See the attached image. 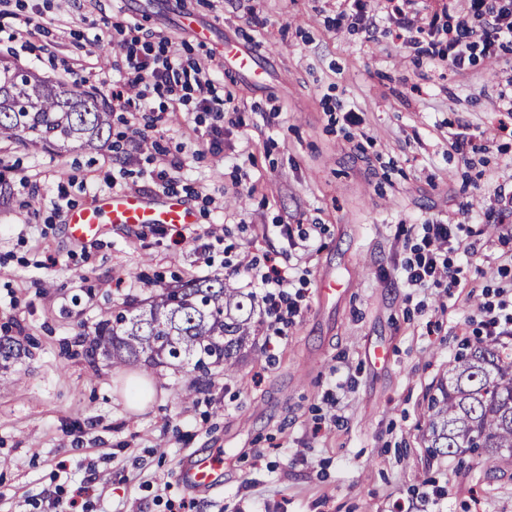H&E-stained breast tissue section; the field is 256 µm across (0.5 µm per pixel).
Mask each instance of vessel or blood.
<instances>
[{"label": "vessel or blood", "instance_id": "obj_1", "mask_svg": "<svg viewBox=\"0 0 512 512\" xmlns=\"http://www.w3.org/2000/svg\"><path fill=\"white\" fill-rule=\"evenodd\" d=\"M224 61L240 71L259 67L257 57L239 45H224ZM196 221L194 210L179 193L162 195L156 202H146L142 196L127 192H112L98 197L95 204L74 207L66 214V224L71 238L82 242L102 236L110 224H148L171 226L192 224ZM224 458L220 455L191 457L181 473L183 486L191 491L213 492L222 485Z\"/></svg>", "mask_w": 512, "mask_h": 512}]
</instances>
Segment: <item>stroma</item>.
I'll use <instances>...</instances> for the list:
<instances>
[{"label":"stroma","mask_w":512,"mask_h":512,"mask_svg":"<svg viewBox=\"0 0 512 512\" xmlns=\"http://www.w3.org/2000/svg\"><path fill=\"white\" fill-rule=\"evenodd\" d=\"M368 11L369 34L337 25L336 0H18L16 17L0 18V57L49 80L111 99L125 56L92 40L118 16L168 37L184 62L214 60L224 97L220 121L192 101L113 112L111 140L89 152L0 143L12 168L0 336L27 348L0 386V512H49L42 491L64 501L84 484L86 512L185 501L197 512H512L511 461L436 457L423 438L428 398L474 339L479 304L512 283V211L497 197L512 191V44L490 53L473 32L459 69L446 30L468 23L466 0H369ZM400 11L420 31L398 28ZM228 41L256 54L257 74L223 67ZM350 110L358 124H345ZM464 123L481 148L462 155L451 142ZM136 129L146 145L113 163V142ZM166 155L186 162L174 189L198 223L70 239L69 206L111 192L115 172L122 190L162 195ZM432 220L462 223L476 251L460 287L405 281ZM283 224L301 226L309 250L289 246ZM243 256L282 269L301 311L274 339L255 314L235 371L216 369L206 391L185 401L184 369L81 355L80 339L125 300L192 278L243 287L224 273ZM215 450L220 493H188L184 461Z\"/></svg>","instance_id":"35a3bbf8"}]
</instances>
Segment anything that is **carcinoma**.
I'll list each match as a JSON object with an SVG mask.
<instances>
[{
	"label": "carcinoma",
	"instance_id": "obj_1",
	"mask_svg": "<svg viewBox=\"0 0 512 512\" xmlns=\"http://www.w3.org/2000/svg\"><path fill=\"white\" fill-rule=\"evenodd\" d=\"M111 117L98 95L75 84L51 83L0 60V141L23 147L91 150L111 135ZM249 295L219 279L161 287L144 301L127 300L96 324L85 350L119 368H188L185 396L201 392L211 369L233 371L253 335ZM22 346L0 338V369L20 357ZM427 403L426 441L441 456L478 453L503 459L512 449V351L478 341L467 345Z\"/></svg>",
	"mask_w": 512,
	"mask_h": 512
}]
</instances>
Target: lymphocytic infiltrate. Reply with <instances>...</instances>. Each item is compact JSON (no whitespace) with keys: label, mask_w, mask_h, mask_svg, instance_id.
<instances>
[{"label":"lymphocytic infiltrate","mask_w":512,"mask_h":512,"mask_svg":"<svg viewBox=\"0 0 512 512\" xmlns=\"http://www.w3.org/2000/svg\"><path fill=\"white\" fill-rule=\"evenodd\" d=\"M473 25L458 29L449 37L448 58L454 67L465 64L457 47L472 29L482 33L486 48H494L512 41V0H469ZM112 40L123 50L129 77L119 89L112 92V106L123 112H177L189 98H196L197 107L203 112L220 111L223 98L207 68L196 63L183 62L169 49L166 40L151 42L141 36L139 26L129 22L112 25ZM423 245L413 259L407 260L402 271L408 285L422 287L427 284L448 283L460 286L461 266L455 265L452 256L459 253L472 259L470 246L461 244L452 225H427ZM249 287L256 289L259 306L263 312L281 326L292 324L298 307L285 292L290 281L273 266L256 260L239 261Z\"/></svg>","instance_id":"lymphocytic-infiltrate-1"}]
</instances>
